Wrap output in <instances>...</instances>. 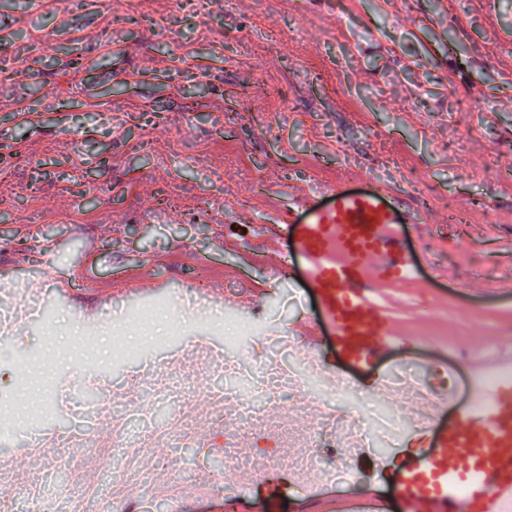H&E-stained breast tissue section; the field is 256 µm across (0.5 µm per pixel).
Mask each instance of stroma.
Wrapping results in <instances>:
<instances>
[{
  "instance_id": "1",
  "label": "stroma",
  "mask_w": 512,
  "mask_h": 512,
  "mask_svg": "<svg viewBox=\"0 0 512 512\" xmlns=\"http://www.w3.org/2000/svg\"><path fill=\"white\" fill-rule=\"evenodd\" d=\"M475 99L479 111H463ZM217 156L228 164L216 175ZM336 184L386 186L429 222L406 233L421 287L380 292L389 323L410 336L382 367L410 359L444 384L466 375L472 351L512 340V0H208L200 11L0 0V274H14L18 302L42 276L81 266L94 277L47 298L44 323L0 344V424L44 378L56 397L76 376L94 390L111 382V414L140 396L133 375L157 361L194 379L197 428L221 462L214 378L175 354L177 340L205 335L250 361L237 324L275 336L318 316L314 299H298L304 278L268 284L244 243ZM461 206L470 222L449 223ZM200 260L225 291L264 294L248 311L209 300L172 333ZM127 274L140 294L113 300ZM56 397L0 438L6 495L36 465L25 426L56 425Z\"/></svg>"
}]
</instances>
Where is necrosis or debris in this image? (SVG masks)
Instances as JSON below:
<instances>
[{
	"mask_svg": "<svg viewBox=\"0 0 512 512\" xmlns=\"http://www.w3.org/2000/svg\"><path fill=\"white\" fill-rule=\"evenodd\" d=\"M251 349L260 367H253L238 357L214 358L210 370L224 376V382L212 386L211 420L224 432V468L242 474L269 467L291 492L307 491L301 476L321 472L327 483L354 493L360 476L351 462L363 452L389 447L397 431L415 432L426 423L423 409L433 397L417 365L396 364L389 378L398 393L369 409L358 405L360 395L348 379H332L314 359L298 361L293 345L285 336L254 338ZM148 387L147 396L129 401L114 414L123 438L121 447L112 451V476L93 489H79L88 507L98 498L110 495L114 483L136 473L143 489V512H157L159 505L151 493L154 470L179 469L184 481H192L196 472L210 468L211 449L197 441L195 421L186 411L193 383L172 380L165 370L155 369L141 374ZM315 387H308V380ZM312 414V424L297 448L282 455L279 462L267 463L265 457L243 451L232 442L242 429L258 434L277 430V412ZM165 434L174 452L159 459L155 468L136 466L130 448L145 447L158 434Z\"/></svg>",
	"mask_w": 512,
	"mask_h": 512,
	"instance_id": "necrosis-or-debris-1",
	"label": "necrosis or debris"
}]
</instances>
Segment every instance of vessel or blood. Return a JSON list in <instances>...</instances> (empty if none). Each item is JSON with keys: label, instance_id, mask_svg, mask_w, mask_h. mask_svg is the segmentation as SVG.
<instances>
[{"label": "vessel or blood", "instance_id": "vessel-or-blood-1", "mask_svg": "<svg viewBox=\"0 0 512 512\" xmlns=\"http://www.w3.org/2000/svg\"><path fill=\"white\" fill-rule=\"evenodd\" d=\"M328 202L317 205L308 195L297 206L307 221L285 214L269 235L272 245L292 238L307 272L306 283L321 306L320 319L304 318L288 331L293 342L312 356L327 346L349 365L385 381L379 366L382 352L401 336L376 310L385 286L419 285V267L404 244L400 227H421V216L382 186L352 192L334 185L322 188ZM271 281L295 277L281 255L268 263ZM475 376L497 371L487 388H479L460 421L444 422L448 401L437 394L423 436L429 455L406 457L387 495L376 479L380 457H372L364 473L368 512H504L512 503V352L476 354L470 364ZM336 495L312 492L295 500V512H344Z\"/></svg>", "mask_w": 512, "mask_h": 512}]
</instances>
